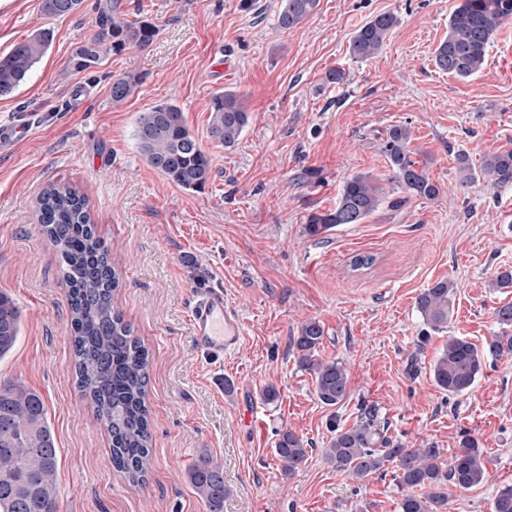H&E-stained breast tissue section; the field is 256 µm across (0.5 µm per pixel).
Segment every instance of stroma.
<instances>
[{
  "mask_svg": "<svg viewBox=\"0 0 512 512\" xmlns=\"http://www.w3.org/2000/svg\"><path fill=\"white\" fill-rule=\"evenodd\" d=\"M455 2L319 0L284 31L278 0H83L55 20L41 0H0V55L53 30L29 79L0 99V123L30 130L0 155V291L20 311L0 380L44 399L60 450L59 512H207L187 479L204 453L224 470V512H397L393 468L359 481L324 456L334 426L370 418L392 442L433 444L448 457L463 436L478 440L486 479L452 491L448 512H490L512 484V355L487 358L464 396H449L432 376L445 336L486 344L501 332L495 308L512 301V288L491 286L512 267V186L459 193L454 162L460 150L478 163L512 147V21L482 69L459 79L432 62ZM107 3L126 19L151 18L155 40L73 69ZM386 12L398 24L381 53L353 59L352 36ZM336 68L347 73L343 84L326 80ZM122 75L138 84L116 105L111 84ZM77 88L87 95L78 109ZM224 90L240 93L249 114L231 148L207 136L211 98ZM168 99L213 157L203 190L176 186L137 149L140 112ZM396 125L410 129L414 158L440 198L384 205L364 223L309 236V215L334 208L347 178H387L380 142ZM50 183L87 198L120 274L114 304L150 353L152 463L142 486L113 469L110 436L75 385L60 258L37 224L36 200ZM358 255L375 261L352 270ZM441 279L457 285L455 314L446 334L427 337L415 299ZM212 288L243 328L239 347L218 355L199 348L190 321ZM310 318L324 329L320 357L347 367L348 396L333 407L319 401L290 346ZM269 387L275 400L264 397ZM283 430L308 448L290 477L274 451Z\"/></svg>",
  "mask_w": 512,
  "mask_h": 512,
  "instance_id": "stroma-1",
  "label": "stroma"
}]
</instances>
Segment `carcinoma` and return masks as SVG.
I'll return each mask as SVG.
<instances>
[{
	"instance_id": "carcinoma-1",
	"label": "carcinoma",
	"mask_w": 512,
	"mask_h": 512,
	"mask_svg": "<svg viewBox=\"0 0 512 512\" xmlns=\"http://www.w3.org/2000/svg\"><path fill=\"white\" fill-rule=\"evenodd\" d=\"M83 0H42L45 15L63 18L77 12ZM319 5V0H279L278 25L297 27ZM512 19V0H459L448 18V35L434 52L435 67L458 78H469L484 65L495 33ZM397 18L391 13L376 16L350 41L349 54L357 60L377 55ZM100 34L82 46L73 58L74 67H95L105 52L141 49L158 34L148 19L127 20L107 9L99 16ZM52 34L43 29L0 55V99L12 97L47 53ZM136 78L112 79V103L120 104L133 93ZM242 96L224 91L210 103L208 137L231 147L248 124ZM135 138L149 168L185 191L195 192L208 182L212 158L187 126L183 111L172 102H160L140 113ZM405 126H394L381 140L380 151L389 167L388 181L404 197L389 202L398 208L413 200L436 201L442 188L417 166ZM458 187L469 189L482 181L497 188L512 186V148H500L473 164L469 155H455ZM389 198L375 178L357 174L348 178L336 206L307 219L309 236H318L341 224H361ZM41 232L61 259V286L71 312V344L77 385L95 407L98 421L112 436V461L128 481H144L151 465L147 384L149 354L134 336L132 324L113 304L119 274L110 251L98 235L83 194L68 185H48L37 202ZM455 284L439 280L424 289L415 306L423 325L434 333L448 328L454 314ZM497 323L505 332L485 347L463 336H450L433 364L436 385L451 396L470 391L484 366L485 355L512 353V302L495 309ZM20 332V312L13 298L0 292V358L15 346ZM324 329L314 320L304 321L292 349L298 363L314 377L316 395L326 406H336L347 396L346 364L326 361L317 355ZM275 455L281 470L293 476L306 461L305 441L292 431L278 434ZM325 456L333 468L355 479H364L389 466L395 467L399 488V512H447L448 490H469L483 483L487 467L478 441L465 436L450 461L441 449L390 446L373 421L336 428ZM59 448L41 395L14 381L0 383V512H58L56 475ZM188 480L209 512H224V470L208 454L189 467ZM493 512H512V486L500 488Z\"/></svg>"
}]
</instances>
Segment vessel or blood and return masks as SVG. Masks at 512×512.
<instances>
[{"label":"vessel or blood","mask_w":512,"mask_h":512,"mask_svg":"<svg viewBox=\"0 0 512 512\" xmlns=\"http://www.w3.org/2000/svg\"><path fill=\"white\" fill-rule=\"evenodd\" d=\"M200 348L210 352H230L241 342L242 324L238 313L227 303L224 292L213 289L204 294L190 316Z\"/></svg>","instance_id":"b4317fda"}]
</instances>
